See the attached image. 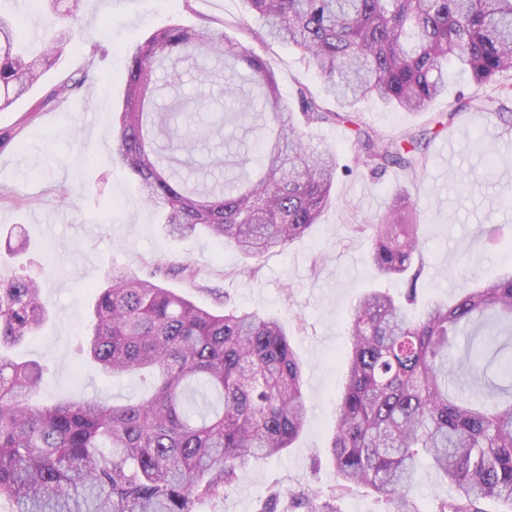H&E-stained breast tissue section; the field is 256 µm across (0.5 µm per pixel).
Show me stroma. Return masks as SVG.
I'll list each match as a JSON object with an SVG mask.
<instances>
[{"label":"stroma","mask_w":512,"mask_h":512,"mask_svg":"<svg viewBox=\"0 0 512 512\" xmlns=\"http://www.w3.org/2000/svg\"><path fill=\"white\" fill-rule=\"evenodd\" d=\"M0 9L13 12L32 36L64 28L49 0H0ZM204 23L222 25L228 38L266 57L286 104H294L300 80L313 96L324 98L321 80L305 71L294 47L266 46L249 36L256 22L242 0H83L81 24L88 36L102 41L103 51L93 57L85 45L67 50L25 97L0 112V130L18 132L0 148V273L36 278L48 309L42 329L11 355L42 365L36 400H140L145 386L139 377L112 380L79 358L94 289L115 270L147 275L160 264H191L195 278L172 273L162 285L216 312L232 308L277 318L307 364V421L292 447L237 469L225 496L202 501L197 512H262L273 491L280 492L284 512H313L337 481L330 445L345 373L348 313L365 290L380 285L367 263L371 241L355 235L353 225L376 223L392 192L403 189L420 224L421 302L451 301L462 289L493 281L512 264V135H503L500 121L489 113L459 111L454 125L430 130L426 166L412 179L395 168L373 175L355 167L351 125L313 126L306 130L307 141L333 148L340 170L330 207L305 236L253 262L204 234L171 238L160 210L142 200L128 170L112 160V123L124 93L123 48L163 25ZM87 65L94 75L76 97L25 121L28 109L53 84ZM214 65V59L202 56L164 67L154 88L162 108L194 113V124L181 129L196 143L182 172L209 185L233 180L239 172L231 163L213 166L214 156L258 157L249 120L228 122L218 133L212 129L224 110V82L203 83L198 75ZM498 92V83L478 85L452 72L447 91L429 110L458 111L460 97ZM354 110L386 138L425 128V115L375 99L357 103ZM445 139L454 142L448 154L438 150ZM491 154L498 158L492 170L487 167ZM252 263L260 268L253 278L244 272ZM299 494L304 500L298 505L293 498ZM457 496L456 487L428 459L419 460L409 491L414 512H436L439 502Z\"/></svg>","instance_id":"35a3bbf8"}]
</instances>
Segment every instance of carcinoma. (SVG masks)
Instances as JSON below:
<instances>
[{"instance_id":"1","label":"carcinoma","mask_w":512,"mask_h":512,"mask_svg":"<svg viewBox=\"0 0 512 512\" xmlns=\"http://www.w3.org/2000/svg\"><path fill=\"white\" fill-rule=\"evenodd\" d=\"M80 2L58 14L67 33L37 54L21 49L22 30L0 15V111L72 41L86 42ZM243 2L261 25V43L295 47L337 109L303 85L297 109L285 105L267 61L222 27L169 25L127 44L112 156L174 238L204 232L247 257L280 252L320 223L337 175L335 152L306 144L300 128L348 122L349 108L368 97L424 111L446 90L450 60L479 85L512 72V0ZM197 51L246 67L259 89L243 93L232 71L201 72L205 80L224 77L225 108L263 119L261 163L225 187L202 188L164 169L165 151L189 153L193 145L175 137L169 113L151 104L155 72ZM90 78L86 68L51 86L30 115L67 100ZM475 109L494 112L511 133L512 84ZM356 134V163L372 174L397 167L415 178L424 166L422 133L407 135L409 150L361 125ZM418 228L414 204L400 190L378 223L352 225L373 241L368 262L376 277L404 280L406 289L396 298L371 288L349 313L332 495L367 487L393 512H411L413 465L427 455L458 488L437 512H483L486 500L512 507V265L412 317L424 271ZM154 278L119 270L95 289L84 355L108 376L154 378L148 398L112 405L96 397L31 404L43 368L8 351L41 328L46 308L36 281L0 278V497L14 512H195L199 500L224 496L239 467L283 452L300 435L305 367L281 322L209 311ZM467 328L484 340L459 356Z\"/></svg>"}]
</instances>
